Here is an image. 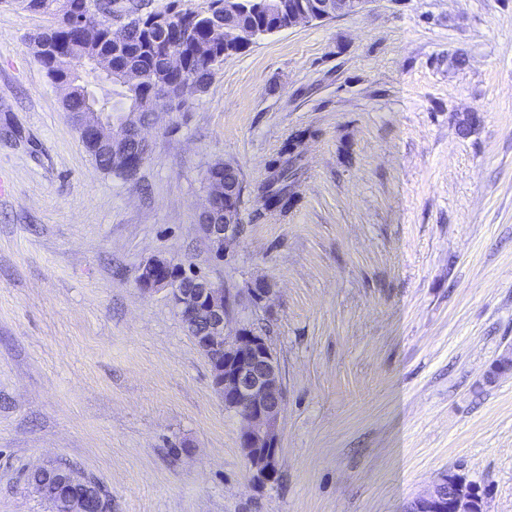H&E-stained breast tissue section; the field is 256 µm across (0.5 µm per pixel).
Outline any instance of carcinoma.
<instances>
[{"label": "carcinoma", "instance_id": "carcinoma-1", "mask_svg": "<svg viewBox=\"0 0 512 512\" xmlns=\"http://www.w3.org/2000/svg\"><path fill=\"white\" fill-rule=\"evenodd\" d=\"M98 2L100 0H28V10L48 14L53 18L68 13L72 6L77 5L83 8L82 14L86 22L102 27L101 46L98 49L84 41L78 31L66 29L57 22L33 38L35 56L51 79L56 80L67 75L74 67H80L86 73H93L96 71L92 64L94 56L101 50L112 51V33L106 29L107 20L101 15ZM222 2L224 0H211L210 8L205 13H187V16L195 19V23L174 33L162 35L135 26L127 32L122 39L119 53L112 56V67H130L140 69L144 73V80L140 84L123 88L122 97L126 100L127 108L135 107L142 119L149 118V104L159 89L167 90L174 96L177 106H182L183 100L178 96L180 86L187 81H193L200 89H205L216 69L224 62V58L237 52L235 43L241 29L248 27L268 31L275 26H285L288 11L297 7L300 0H271L269 5L261 9L255 4H249L247 11H240L227 21L230 39L214 49H207L205 45L208 43V34L214 20L224 21V7L220 6ZM44 44L59 47V54H47L41 50ZM173 44L181 48V53L186 59V66L181 71L171 70L165 62L166 48ZM89 101L97 103L101 112L116 111V108L112 107L110 94L98 96L85 83L79 85L74 95L64 103V110L80 112L86 109ZM84 145L97 168L106 174L119 175L97 143L86 139ZM299 170L300 159L294 155V147L287 142L283 143L277 159L273 161L271 175L259 187L260 207L266 211L287 212L296 196ZM70 471L74 474L72 478L68 476V472L63 471L31 475V480L35 482L52 478L66 481V487L61 489L63 497L52 501L53 512H69V496L101 495L100 488L92 480L72 467L69 468Z\"/></svg>", "mask_w": 512, "mask_h": 512}]
</instances>
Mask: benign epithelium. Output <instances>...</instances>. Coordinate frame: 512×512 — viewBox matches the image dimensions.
<instances>
[{"label":"benign epithelium","mask_w":512,"mask_h":512,"mask_svg":"<svg viewBox=\"0 0 512 512\" xmlns=\"http://www.w3.org/2000/svg\"><path fill=\"white\" fill-rule=\"evenodd\" d=\"M366 3L367 0H305L288 13L287 28L354 15ZM186 21L185 16L170 11L131 15L118 0L108 15L115 31L131 25L165 30ZM68 120L79 137H89L103 147L125 177L136 176L149 153L143 134L147 122L140 119L139 112H123L114 117L91 107L86 112L70 113ZM201 215L219 220L217 224L201 222L198 227L214 258L222 261L228 243L243 231L235 186L227 180L220 181L217 175L209 179ZM137 284L146 293L168 291L173 308L209 362L214 391L242 421L240 446L255 482H272L277 474L285 387L268 336L250 326L229 331L231 300L224 294V287L179 262L149 258L140 266ZM409 512H486V501L464 475L450 471L429 492L416 498Z\"/></svg>","instance_id":"benign-epithelium-1"}]
</instances>
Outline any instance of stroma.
Wrapping results in <instances>:
<instances>
[{
	"mask_svg": "<svg viewBox=\"0 0 512 512\" xmlns=\"http://www.w3.org/2000/svg\"><path fill=\"white\" fill-rule=\"evenodd\" d=\"M51 17L0 0V512H52L40 465L110 512H405L448 471L512 512V0H367L255 40L100 171L30 46ZM309 129L288 214L259 186ZM241 173L243 232L197 231L215 162ZM223 283L230 327L283 377L274 482L140 265ZM270 288L254 307L249 288ZM66 467V466H65ZM70 472L74 474V482L70 479L67 473L64 471H58L54 473H33L31 475V482H42L55 478L63 479L66 481V487L61 489L63 495L67 496H81L83 494L92 495L95 494L102 499L100 488L90 479L80 474L77 470L72 467H66Z\"/></svg>",
	"mask_w": 512,
	"mask_h": 512,
	"instance_id": "1",
	"label": "stroma"
}]
</instances>
